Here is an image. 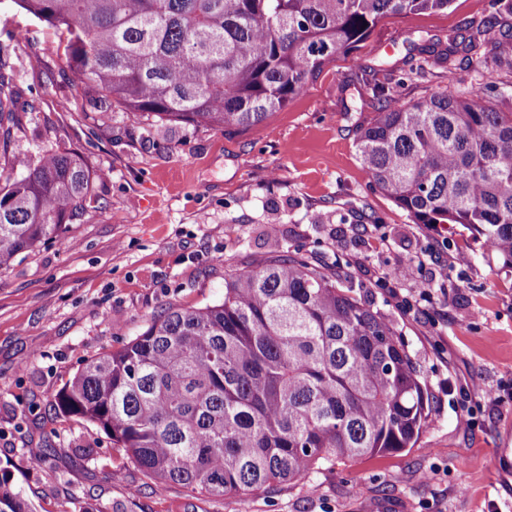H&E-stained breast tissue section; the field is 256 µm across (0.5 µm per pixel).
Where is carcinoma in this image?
<instances>
[{
	"mask_svg": "<svg viewBox=\"0 0 512 512\" xmlns=\"http://www.w3.org/2000/svg\"><path fill=\"white\" fill-rule=\"evenodd\" d=\"M61 36L71 79L101 112H138L215 128L258 124L302 94L337 54L390 15L446 11L453 0H12ZM476 37L422 48L416 73L483 49L512 70V0H491ZM0 150L21 129L3 72ZM403 100L369 82L382 111L356 128L374 186L416 224H459L512 271V111L476 92ZM0 182V269L60 238L95 202L75 151L14 156ZM59 409L96 424L156 488L212 497L305 480L314 469L418 441L429 413L422 373L393 324L336 286L321 267L274 259L224 281V301L171 308L122 349L87 361L56 394ZM0 512H35L0 475Z\"/></svg>",
	"mask_w": 512,
	"mask_h": 512,
	"instance_id": "cac0c4a2",
	"label": "carcinoma"
}]
</instances>
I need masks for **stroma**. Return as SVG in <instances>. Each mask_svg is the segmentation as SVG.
I'll return each mask as SVG.
<instances>
[{
  "mask_svg": "<svg viewBox=\"0 0 512 512\" xmlns=\"http://www.w3.org/2000/svg\"><path fill=\"white\" fill-rule=\"evenodd\" d=\"M489 4L386 17L266 121L176 123L160 137L136 113L94 111L54 28L0 0L7 72L36 100L9 154L76 149L109 173L64 240L0 270V471L35 512H512V273L462 226L413 223L355 147L357 125L381 109L364 70L383 60L402 76L419 38L446 43L487 19ZM288 255L336 272L396 328L431 403L414 447L211 498L157 490L101 428L56 406L87 360L122 349L168 308L221 303L226 276ZM400 269L412 300L420 282L448 276L407 310L378 285ZM467 397L480 405L470 430L456 421Z\"/></svg>",
  "mask_w": 512,
  "mask_h": 512,
  "instance_id": "1",
  "label": "stroma"
}]
</instances>
